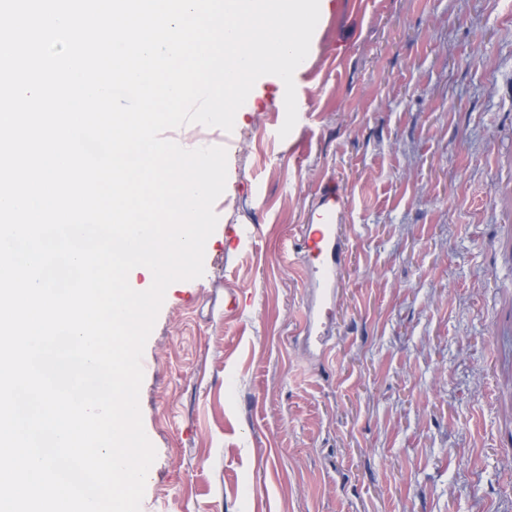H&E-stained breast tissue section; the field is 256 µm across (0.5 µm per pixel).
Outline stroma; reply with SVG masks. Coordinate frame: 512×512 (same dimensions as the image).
<instances>
[{
    "instance_id": "stroma-1",
    "label": "stroma",
    "mask_w": 512,
    "mask_h": 512,
    "mask_svg": "<svg viewBox=\"0 0 512 512\" xmlns=\"http://www.w3.org/2000/svg\"><path fill=\"white\" fill-rule=\"evenodd\" d=\"M285 88L225 147L201 278L166 291L140 408L141 512H512V0H321ZM345 240L332 346H301L302 225L328 187ZM252 235L230 244L224 230Z\"/></svg>"
}]
</instances>
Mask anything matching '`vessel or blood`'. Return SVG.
Wrapping results in <instances>:
<instances>
[{"mask_svg": "<svg viewBox=\"0 0 512 512\" xmlns=\"http://www.w3.org/2000/svg\"><path fill=\"white\" fill-rule=\"evenodd\" d=\"M328 207L316 222L303 225L297 242L299 252L315 250L317 264L311 269L310 282L316 290L305 308L304 329L309 356L321 355L332 339L327 309L338 295L339 271L344 261L343 239L338 232L336 212L340 206L335 193H328Z\"/></svg>", "mask_w": 512, "mask_h": 512, "instance_id": "1", "label": "vessel or blood"}]
</instances>
